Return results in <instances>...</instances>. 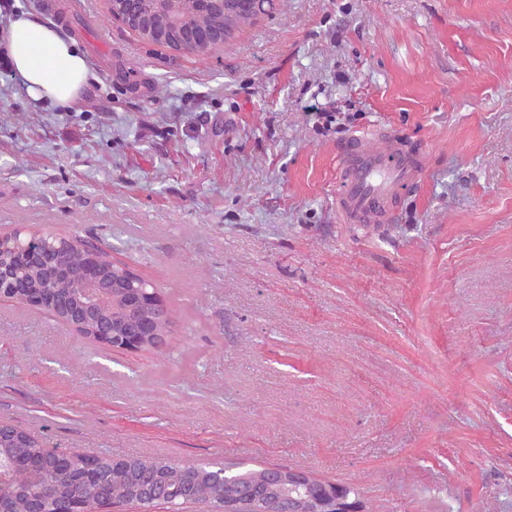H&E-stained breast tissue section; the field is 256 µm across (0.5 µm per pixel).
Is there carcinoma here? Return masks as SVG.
<instances>
[{
	"mask_svg": "<svg viewBox=\"0 0 512 512\" xmlns=\"http://www.w3.org/2000/svg\"><path fill=\"white\" fill-rule=\"evenodd\" d=\"M278 0H247L224 5V9H188L185 0H112L107 13L125 15L132 28L145 42L177 50L188 30L224 36L228 47L244 29L277 8ZM37 240L58 249L67 264L64 274H56L48 263L28 264L17 270L24 292L46 294L58 300L53 317L70 324L69 308L60 303L74 297L85 271L94 268L112 289L113 303L98 310L93 321L81 322L71 330L79 337L97 341L105 335L123 336L136 322L151 324L152 335L143 338L144 347L156 348L166 343L172 332L174 310L153 300L120 313L139 292L152 293L156 287L134 268L116 263L109 252L84 248L79 237L60 236L49 231L23 233L19 230L0 237V263L11 266L19 245ZM0 455L25 459L41 458L42 468L33 474L0 482V501L10 512H28L30 500L40 499L46 512H55L62 503L83 505L87 512H98L103 503L136 505L148 509L166 504L180 506L187 492L193 501L212 512H262L269 501L282 496L298 500L305 512H334L333 504L320 492L323 483L294 482L269 484L267 469H244L236 466L224 472V466L213 463L166 461L155 458L113 459L95 456L79 449L67 452L46 448L34 436L5 426L0 429ZM94 463L101 478L99 484L78 480L89 463Z\"/></svg>",
	"mask_w": 512,
	"mask_h": 512,
	"instance_id": "1",
	"label": "carcinoma"
}]
</instances>
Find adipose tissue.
<instances>
[{
    "mask_svg": "<svg viewBox=\"0 0 512 512\" xmlns=\"http://www.w3.org/2000/svg\"><path fill=\"white\" fill-rule=\"evenodd\" d=\"M0 47L33 98L68 107L79 101L89 69L75 40L63 38L53 27L20 12L0 33Z\"/></svg>",
    "mask_w": 512,
    "mask_h": 512,
    "instance_id": "1",
    "label": "adipose tissue"
}]
</instances>
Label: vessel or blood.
I'll return each mask as SVG.
<instances>
[{"mask_svg": "<svg viewBox=\"0 0 512 512\" xmlns=\"http://www.w3.org/2000/svg\"><path fill=\"white\" fill-rule=\"evenodd\" d=\"M389 143L384 151L373 138L355 135L337 145L341 179L337 203L347 222L391 220L404 188L418 184L420 153L406 150L394 137Z\"/></svg>", "mask_w": 512, "mask_h": 512, "instance_id": "b4317fda", "label": "vessel or blood"}]
</instances>
